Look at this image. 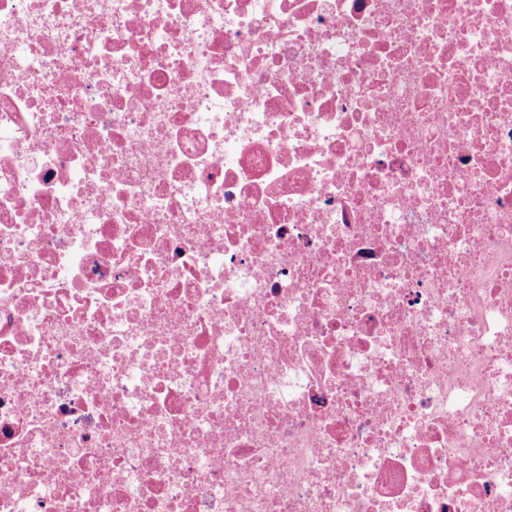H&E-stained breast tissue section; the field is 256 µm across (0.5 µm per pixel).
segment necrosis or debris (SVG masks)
<instances>
[{
  "label": "necrosis or debris",
  "instance_id": "obj_1",
  "mask_svg": "<svg viewBox=\"0 0 512 512\" xmlns=\"http://www.w3.org/2000/svg\"><path fill=\"white\" fill-rule=\"evenodd\" d=\"M0 512H512V0H0Z\"/></svg>",
  "mask_w": 512,
  "mask_h": 512
}]
</instances>
